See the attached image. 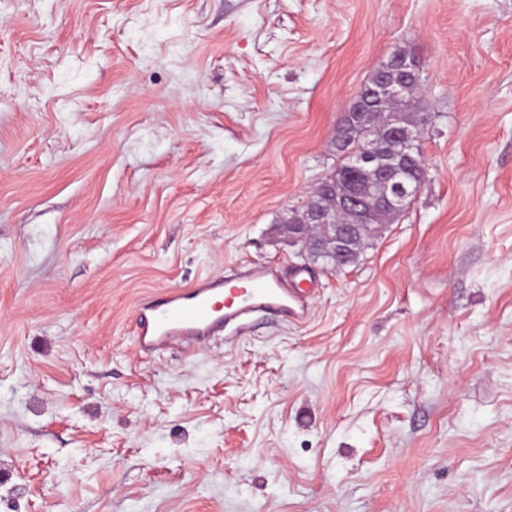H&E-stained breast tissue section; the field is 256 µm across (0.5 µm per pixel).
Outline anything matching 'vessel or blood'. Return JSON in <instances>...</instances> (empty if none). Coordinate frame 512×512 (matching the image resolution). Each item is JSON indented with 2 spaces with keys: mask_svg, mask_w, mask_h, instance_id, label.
Here are the masks:
<instances>
[{
  "mask_svg": "<svg viewBox=\"0 0 512 512\" xmlns=\"http://www.w3.org/2000/svg\"><path fill=\"white\" fill-rule=\"evenodd\" d=\"M303 271L284 277L277 268L255 265L245 277L204 276L188 288H174L148 300L137 321L139 351L158 352L173 345L197 346L242 334L256 318L299 321L309 312Z\"/></svg>",
  "mask_w": 512,
  "mask_h": 512,
  "instance_id": "b4317fda",
  "label": "vessel or blood"
}]
</instances>
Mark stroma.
Wrapping results in <instances>:
<instances>
[{
	"instance_id": "obj_1",
	"label": "stroma",
	"mask_w": 512,
	"mask_h": 512,
	"mask_svg": "<svg viewBox=\"0 0 512 512\" xmlns=\"http://www.w3.org/2000/svg\"><path fill=\"white\" fill-rule=\"evenodd\" d=\"M400 48L428 177L334 270L278 226ZM254 263L304 322L137 351ZM0 512H512V0H0Z\"/></svg>"
}]
</instances>
